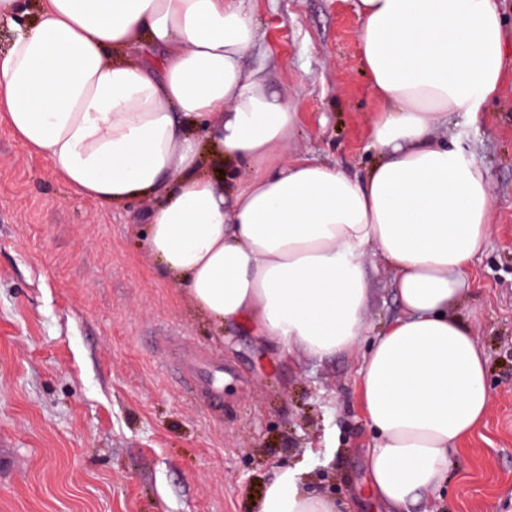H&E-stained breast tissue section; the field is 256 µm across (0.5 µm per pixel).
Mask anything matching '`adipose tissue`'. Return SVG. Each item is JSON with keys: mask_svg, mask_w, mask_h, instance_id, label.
I'll use <instances>...</instances> for the list:
<instances>
[{"mask_svg": "<svg viewBox=\"0 0 512 512\" xmlns=\"http://www.w3.org/2000/svg\"><path fill=\"white\" fill-rule=\"evenodd\" d=\"M0 0V117L80 197L151 203L144 246L197 313L325 360L367 346L360 401L371 493L405 512L440 488L488 409L486 360L453 306L491 229L483 167L438 136L512 71L495 0H359V50L380 101L365 177L288 158L295 104L247 65L245 0ZM402 312L366 338L369 247ZM258 512H337L277 469Z\"/></svg>", "mask_w": 512, "mask_h": 512, "instance_id": "ef3b65f1", "label": "adipose tissue"}]
</instances>
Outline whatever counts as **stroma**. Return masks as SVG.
<instances>
[{
  "label": "stroma",
  "mask_w": 512,
  "mask_h": 512,
  "mask_svg": "<svg viewBox=\"0 0 512 512\" xmlns=\"http://www.w3.org/2000/svg\"><path fill=\"white\" fill-rule=\"evenodd\" d=\"M251 62L296 102L288 154L360 175L378 158L380 103L359 57L357 0H249ZM448 140L485 169L492 226L459 311L488 362L485 418L448 483L410 512H512V77ZM149 201L100 207L0 121V512H258L276 467L340 512H383L367 489L374 444L359 398L364 353L318 361L212 326L137 246ZM370 335L398 315L395 274L369 248ZM200 349L223 362L224 405L178 380Z\"/></svg>",
  "instance_id": "stroma-1"
}]
</instances>
